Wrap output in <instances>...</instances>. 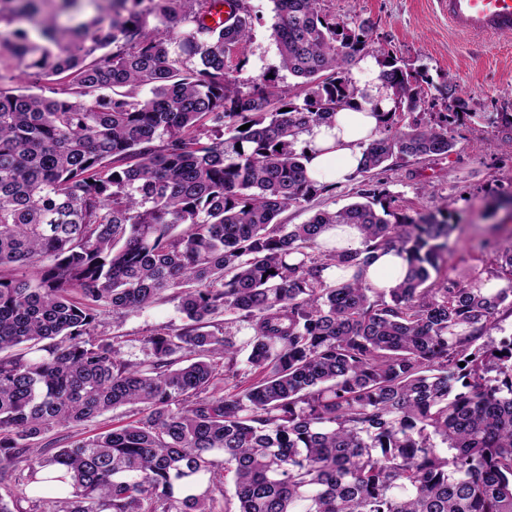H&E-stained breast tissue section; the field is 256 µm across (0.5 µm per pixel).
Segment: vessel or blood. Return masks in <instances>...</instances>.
Here are the masks:
<instances>
[{"label":"vessel or blood","mask_w":512,"mask_h":512,"mask_svg":"<svg viewBox=\"0 0 512 512\" xmlns=\"http://www.w3.org/2000/svg\"><path fill=\"white\" fill-rule=\"evenodd\" d=\"M448 22L471 36L512 32V0H447Z\"/></svg>","instance_id":"obj_1"}]
</instances>
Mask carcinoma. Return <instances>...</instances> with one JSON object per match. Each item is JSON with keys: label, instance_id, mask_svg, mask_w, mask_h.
<instances>
[{"label": "carcinoma", "instance_id": "obj_1", "mask_svg": "<svg viewBox=\"0 0 512 512\" xmlns=\"http://www.w3.org/2000/svg\"><path fill=\"white\" fill-rule=\"evenodd\" d=\"M215 2L109 0L63 30L44 0H0V46L48 80L0 88V353L16 350L0 357V480L26 466L43 512H512V337L492 338L512 315V237L491 244L507 285L490 293L480 271L441 278L454 225L391 211L377 182L279 221L336 188L308 176L301 136L366 97L356 56L398 106L426 105L428 79L366 22L271 0L302 82L245 86L234 60L260 16L231 0L212 26ZM441 100L404 129L391 113L357 174L449 155L457 84ZM338 224L364 248L325 247ZM380 250L407 261L392 288L360 277ZM336 265L354 274L326 281ZM166 296L184 321L154 330L146 359L97 336L101 312ZM122 405L140 417L41 444Z\"/></svg>", "mask_w": 512, "mask_h": 512}]
</instances>
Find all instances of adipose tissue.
<instances>
[{
    "instance_id": "adipose-tissue-1",
    "label": "adipose tissue",
    "mask_w": 512,
    "mask_h": 512,
    "mask_svg": "<svg viewBox=\"0 0 512 512\" xmlns=\"http://www.w3.org/2000/svg\"><path fill=\"white\" fill-rule=\"evenodd\" d=\"M355 81L365 91V98L338 108L334 126L317 125L303 136L309 156L307 170L316 181L346 182L359 169L364 147L379 136L383 113L393 108L373 59L361 62Z\"/></svg>"
}]
</instances>
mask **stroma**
Listing matches in <instances>:
<instances>
[{"instance_id": "obj_1", "label": "stroma", "mask_w": 512, "mask_h": 512, "mask_svg": "<svg viewBox=\"0 0 512 512\" xmlns=\"http://www.w3.org/2000/svg\"><path fill=\"white\" fill-rule=\"evenodd\" d=\"M261 18L253 29L246 62L237 74L249 82L266 72L277 73L284 87H293L294 77L281 70L277 46L271 37L274 22L271 0H249ZM324 11L337 21H366L370 37L407 67L426 73L428 94L438 97L446 79H454L468 111L459 131L462 139L448 156L409 161L380 173L398 213L443 211L456 229L450 237L453 254L447 274L461 278L475 268H493L492 252L480 249L482 240L493 236L497 226L512 229V207L500 206L512 194V129L495 122L499 112L512 113V34L473 37L456 32L448 24L445 0H323ZM360 179L337 185L330 193L314 196L301 206L288 207L282 223L301 224L321 209H339L356 202ZM100 330L105 337H118L124 358L145 357L143 341L165 325H180L174 301L163 299L123 317L104 312ZM131 418L120 407L81 426H55L42 436L52 448L79 437L110 430Z\"/></svg>"}]
</instances>
